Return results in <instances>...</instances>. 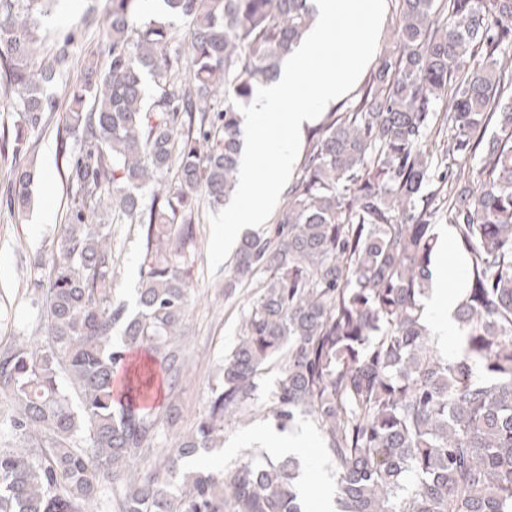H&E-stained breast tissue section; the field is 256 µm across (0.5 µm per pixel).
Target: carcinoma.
<instances>
[{
  "instance_id": "carcinoma-1",
  "label": "carcinoma",
  "mask_w": 512,
  "mask_h": 512,
  "mask_svg": "<svg viewBox=\"0 0 512 512\" xmlns=\"http://www.w3.org/2000/svg\"><path fill=\"white\" fill-rule=\"evenodd\" d=\"M55 0H0V85L21 154L55 108L69 58L38 38ZM112 0L105 62L69 89L59 151L71 189L58 252L34 263L45 336L0 344V512H303L300 460L263 454L184 470L224 445L277 367L273 414L320 432L335 512H512V0H395L394 48L305 144L273 227L240 243L224 287L257 288L195 427L138 465L179 391L194 225L232 199L239 106L276 79L313 0ZM186 24L185 29L177 22ZM187 50H182V44ZM37 172L17 166L29 208ZM467 255L461 352L434 349L423 299L433 226ZM138 224L137 309L114 299L112 225ZM147 363L114 379L126 354Z\"/></svg>"
}]
</instances>
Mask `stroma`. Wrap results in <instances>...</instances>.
<instances>
[{
  "label": "stroma",
  "mask_w": 512,
  "mask_h": 512,
  "mask_svg": "<svg viewBox=\"0 0 512 512\" xmlns=\"http://www.w3.org/2000/svg\"><path fill=\"white\" fill-rule=\"evenodd\" d=\"M108 7V0H64L59 10L42 20L41 32L47 46L69 43L72 56L56 89L58 104L53 117L42 133L30 137L23 156L24 161L35 163L43 173L26 213H15L3 202L15 160L12 155L0 154V336L20 334L34 341L43 336L38 310L26 296L25 288L35 256H51L60 239L71 191L65 163L58 153L57 133L63 126L68 89L75 83L82 61L90 56L101 61L106 58L108 46L102 36V22ZM46 213L51 216L47 224L41 221ZM112 234L116 258L114 294L131 305L142 264L139 230L134 224H116ZM208 242L209 227L200 225L191 267L193 292L185 326L183 384L176 401L184 429L203 412L209 389L237 342L243 315L255 293L254 288L245 285L225 288L223 271L209 272ZM275 425L266 407L233 422L224 431L223 447L205 453L201 466L210 470L235 466L247 449L266 447L265 431ZM293 427L306 431L313 445L310 455L302 459L304 475L334 486L336 476L320 451V434L314 424L300 416Z\"/></svg>",
  "instance_id": "stroma-1"
}]
</instances>
